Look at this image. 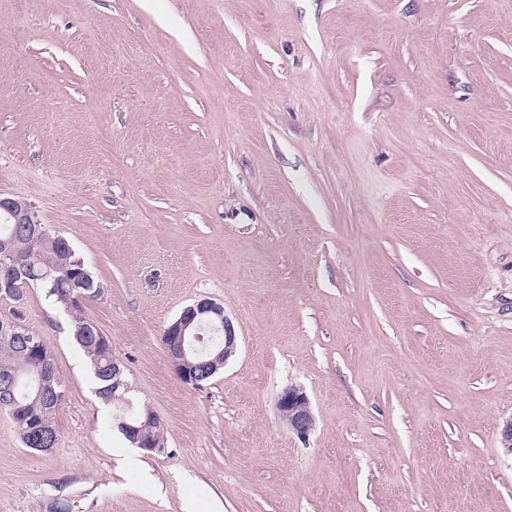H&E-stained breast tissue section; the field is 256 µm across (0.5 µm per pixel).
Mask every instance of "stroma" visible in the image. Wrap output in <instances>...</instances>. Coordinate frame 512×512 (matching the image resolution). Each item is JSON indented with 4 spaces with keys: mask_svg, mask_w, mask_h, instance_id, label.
<instances>
[{
    "mask_svg": "<svg viewBox=\"0 0 512 512\" xmlns=\"http://www.w3.org/2000/svg\"><path fill=\"white\" fill-rule=\"evenodd\" d=\"M0 194L165 437L28 289L65 396L49 452L0 413V512H512V0H0ZM202 298L239 344L195 388L162 334ZM72 327L75 342L80 346L90 361L93 375L97 381L96 394L104 402L121 404L119 412L116 414L112 413L109 424L115 427L132 445H134L132 436L127 434L125 429L120 425L122 421L128 422L125 423V425L131 433L135 434L136 432L137 440L143 447L142 449L159 451L161 448H164V438L160 436L155 439L151 427L147 425L148 421L140 425L145 420L149 411L146 410V408L136 410L132 403H130V400L125 396L127 392L124 391V383L122 382L124 379L122 377H120V380L122 379L121 384L116 387L115 381L117 377L115 376H123V372L118 362L112 359V348L109 340L105 336H102L100 331L97 332L94 325H92V328L95 330L96 336H75L74 320H72ZM112 375L115 376L112 377ZM117 392L120 396L122 395L123 398L112 400V393L113 395L119 396ZM278 411L283 420L300 436L308 434L314 426V418L305 392L298 387H290L278 400Z\"/></svg>",
    "mask_w": 512,
    "mask_h": 512,
    "instance_id": "stroma-1",
    "label": "stroma"
}]
</instances>
